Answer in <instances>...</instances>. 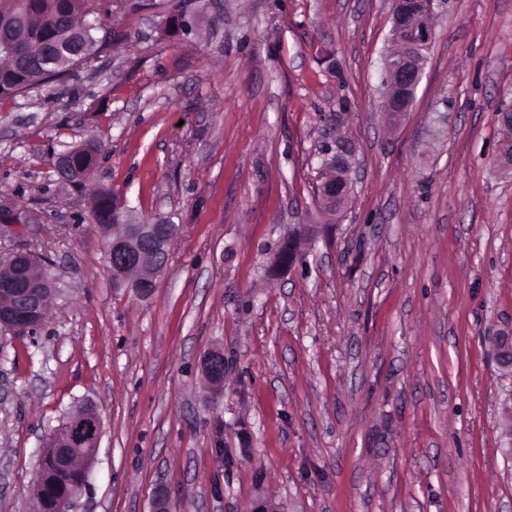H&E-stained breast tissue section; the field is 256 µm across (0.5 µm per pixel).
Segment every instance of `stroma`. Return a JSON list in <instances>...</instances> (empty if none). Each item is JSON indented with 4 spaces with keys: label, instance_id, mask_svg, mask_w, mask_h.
Returning a JSON list of instances; mask_svg holds the SVG:
<instances>
[{
    "label": "stroma",
    "instance_id": "35a3bbf8",
    "mask_svg": "<svg viewBox=\"0 0 512 512\" xmlns=\"http://www.w3.org/2000/svg\"><path fill=\"white\" fill-rule=\"evenodd\" d=\"M177 1L135 0L67 84L0 104V201L35 217L0 224V261L34 252L60 288L35 334L0 331V512H38L40 452L83 403L103 434L72 512H151L161 489L172 512H512V375L489 351L512 324V0H436L394 129L391 0ZM338 113L357 174L329 222ZM92 136L89 186L59 182ZM96 185L180 227L149 298L112 284ZM496 121L503 134L497 161L506 165L512 164V112H498ZM321 163L316 169L317 196L339 214L351 202L356 173V147L343 139L336 125V135L322 141L318 152ZM202 373L212 388H221L224 384V352L220 348H212L203 356Z\"/></svg>",
    "mask_w": 512,
    "mask_h": 512
}]
</instances>
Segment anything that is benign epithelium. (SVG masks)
Segmentation results:
<instances>
[{
	"label": "benign epithelium",
	"mask_w": 512,
	"mask_h": 512,
	"mask_svg": "<svg viewBox=\"0 0 512 512\" xmlns=\"http://www.w3.org/2000/svg\"><path fill=\"white\" fill-rule=\"evenodd\" d=\"M390 35L398 40L391 59L383 62V114L390 125H398L412 107V97L422 81L424 66L405 49L422 48L434 35L433 0H392ZM503 134L497 161L512 164V112L496 115ZM321 158L315 177L317 196L340 213L351 202L356 173V147L341 133L322 141ZM107 238V258L114 282L148 297L167 263L163 258L145 265V249L168 247L177 233V225L165 217L151 224L140 223L132 211H123L119 224H99ZM56 292V278L33 253L12 255L0 264V327L18 336L34 333L44 320L47 301ZM490 351L499 370L512 373V328H502L490 339ZM202 373L213 388L224 384V352L212 348L203 356ZM103 432L102 418L92 404L72 413L66 424L49 439L42 456L55 457L61 463L72 459L88 471L98 451Z\"/></svg>",
	"instance_id": "7a95c632"
}]
</instances>
